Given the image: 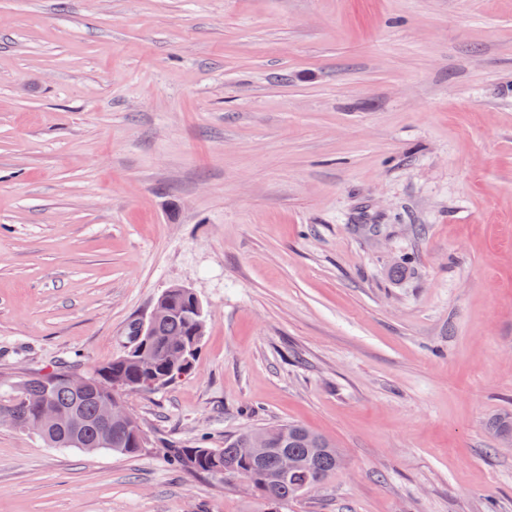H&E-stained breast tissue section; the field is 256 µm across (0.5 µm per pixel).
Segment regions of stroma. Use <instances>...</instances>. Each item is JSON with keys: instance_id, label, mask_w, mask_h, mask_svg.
I'll return each mask as SVG.
<instances>
[{"instance_id": "1", "label": "stroma", "mask_w": 512, "mask_h": 512, "mask_svg": "<svg viewBox=\"0 0 512 512\" xmlns=\"http://www.w3.org/2000/svg\"><path fill=\"white\" fill-rule=\"evenodd\" d=\"M174 285L145 450L0 424V512H259L163 450L284 422L345 456L284 512H512V0H0V383Z\"/></svg>"}]
</instances>
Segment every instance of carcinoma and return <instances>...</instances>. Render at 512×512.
<instances>
[{"instance_id":"cac0c4a2","label":"carcinoma","mask_w":512,"mask_h":512,"mask_svg":"<svg viewBox=\"0 0 512 512\" xmlns=\"http://www.w3.org/2000/svg\"><path fill=\"white\" fill-rule=\"evenodd\" d=\"M172 313L155 324L152 335L143 337L147 351L158 361L156 376L146 375L138 357L128 351L96 368L88 379L95 388L83 396L74 395L61 376L67 370L49 374H34L19 381L11 394L0 395V421L21 428H33L36 405L49 397L65 413L76 416L80 427L72 431L64 423L55 431H37L51 448H80L87 451L107 450L119 455H135L147 447L148 436L137 418L126 425L112 426V438L102 434L98 423V400L119 392L151 391L168 385L189 374L193 366H181L183 360L195 361L202 337L195 335L198 316L189 299L177 291L168 292ZM272 438H281L276 449H263L260 454L245 459L237 449L244 447L251 432L224 443L222 448L204 444L192 448L164 449V453L178 468L189 473L225 480L238 477L248 482L254 495L265 509H283L288 502L301 496L309 488L324 482L336 473L342 464L341 453L329 439L296 424L287 423L265 429ZM286 449L298 463V482L291 483L277 477L278 449Z\"/></svg>"}]
</instances>
